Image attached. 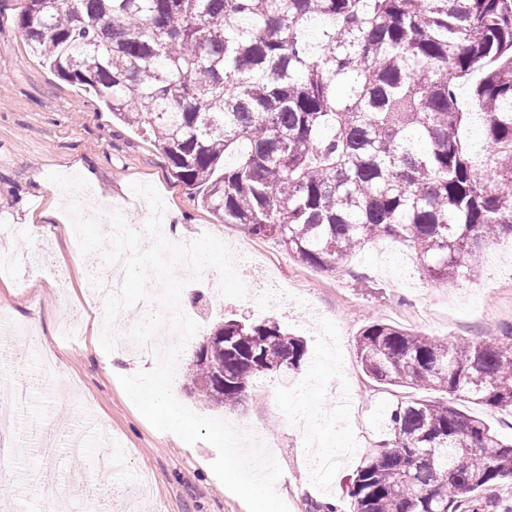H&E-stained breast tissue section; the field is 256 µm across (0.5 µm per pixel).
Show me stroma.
I'll use <instances>...</instances> for the list:
<instances>
[{
  "label": "stroma",
  "instance_id": "1",
  "mask_svg": "<svg viewBox=\"0 0 512 512\" xmlns=\"http://www.w3.org/2000/svg\"><path fill=\"white\" fill-rule=\"evenodd\" d=\"M24 6L25 0H0V250L17 252L20 270L30 273L24 289L0 276V308L15 331L0 355V411L9 405L17 380L29 385L28 406L13 421L26 451L0 467V504L24 500L31 512H44L37 488L47 468L63 475L79 467L91 478L63 484L66 512H84L91 500L124 512L120 486L142 471L152 477L142 512H247L214 475L213 445L188 444L157 431L126 395L117 371L132 368L135 357L111 356L96 347L104 310L90 307L87 280L102 270L103 257L98 252L82 255L69 231L67 207L56 202V189L69 179L83 183L97 200L121 212L126 223L142 227L150 210L130 185L149 183L159 191L167 215L176 216L180 237L209 233L243 246L254 241L187 195L151 136L114 123L88 87L62 80L43 63L18 24ZM259 245L272 280L308 288L319 317L298 303L252 315L245 301L216 299L201 285L184 288L182 309L206 329L225 319L259 323L272 316L302 337L308 353L295 379L308 386L306 408L335 417L322 428L321 445L350 446L353 454L338 459L330 473L315 476L312 461L321 445L293 428L291 395L276 375H262V387L251 388L245 403L235 408L212 407L191 393L190 378L181 370L173 393L198 415L265 433L269 452L282 468L276 491L289 512H310L315 502L350 512L346 481L362 453L385 437L377 424L379 413L411 394L364 375L354 350L356 336L380 320L451 342H506L512 336V315L505 313L512 308V238L496 241L500 259L482 262L473 276L433 283L413 262L406 265L399 287L380 265L404 250L387 241L357 255L352 278L303 265L272 241ZM80 315L86 318L83 336L73 341L59 336V323ZM48 353L55 362L50 372L41 364ZM48 434L60 449L50 467L39 451ZM76 442L85 454L74 460L66 450Z\"/></svg>",
  "mask_w": 512,
  "mask_h": 512
}]
</instances>
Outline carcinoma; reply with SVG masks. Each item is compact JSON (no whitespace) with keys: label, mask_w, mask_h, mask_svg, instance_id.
Masks as SVG:
<instances>
[{"label":"carcinoma","mask_w":512,"mask_h":512,"mask_svg":"<svg viewBox=\"0 0 512 512\" xmlns=\"http://www.w3.org/2000/svg\"><path fill=\"white\" fill-rule=\"evenodd\" d=\"M30 46L112 117L159 143L171 175L224 224L330 276L390 239L446 283L512 237V0H26ZM472 82V111L459 86ZM480 114L492 168L463 137ZM191 381L236 407L307 347L274 319L227 320ZM388 386L512 412V343H450L373 322L355 339ZM351 512H512V440L448 399L385 413Z\"/></svg>","instance_id":"cac0c4a2"}]
</instances>
